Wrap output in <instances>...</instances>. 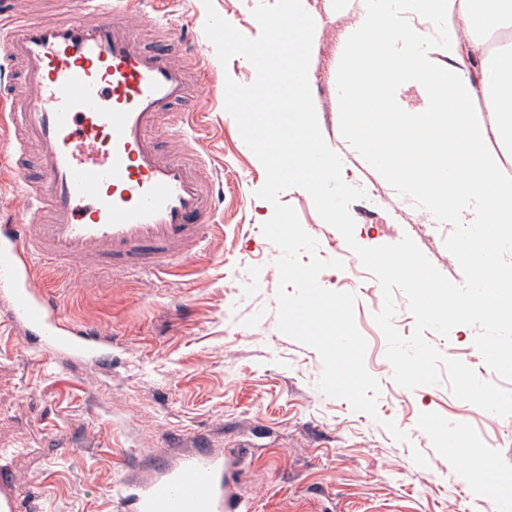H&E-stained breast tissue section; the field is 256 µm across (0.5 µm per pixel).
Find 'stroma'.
<instances>
[{
  "instance_id": "obj_1",
  "label": "stroma",
  "mask_w": 512,
  "mask_h": 512,
  "mask_svg": "<svg viewBox=\"0 0 512 512\" xmlns=\"http://www.w3.org/2000/svg\"><path fill=\"white\" fill-rule=\"evenodd\" d=\"M360 0L318 10L312 49L313 100L321 133L342 159V178L365 189L350 214L355 239L373 247L410 235L450 281L463 283L444 246L452 227L433 221L396 172L373 168L343 117L348 104L337 77L353 39ZM203 0H152L143 28L172 29L200 43L197 103L205 111L188 135L206 162L204 174L224 183L215 230L189 263L113 283L110 274L77 277L66 265H36L37 282L75 325L112 341L103 358L44 349L39 337L12 326L0 300V448L21 449L13 462L19 490L40 512H133L137 488L177 467L189 454L224 461L228 489L256 512H490L486 490L450 448L449 426L464 421L461 444L490 440L492 471L512 487V416L499 417L457 399L447 379L403 392L385 357L374 316L383 306L375 275L342 235L318 215L308 192L292 187L279 200L318 242V254L341 260L320 284L356 296L355 323L365 337L367 371L380 383L377 417L325 396L318 353L277 325L278 249L261 228L272 212L256 195L265 172L224 107L225 80L247 85L255 69L241 56L221 64L204 26ZM477 330L427 332L448 358L485 375Z\"/></svg>"
}]
</instances>
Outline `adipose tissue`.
<instances>
[{
	"label": "adipose tissue",
	"mask_w": 512,
	"mask_h": 512,
	"mask_svg": "<svg viewBox=\"0 0 512 512\" xmlns=\"http://www.w3.org/2000/svg\"><path fill=\"white\" fill-rule=\"evenodd\" d=\"M404 14L418 17V24L403 26ZM442 16L448 20V67L443 71L430 57L432 22ZM511 21L512 0H361L357 24L374 46L351 43L338 77L347 96L354 79L366 76L365 96L349 114L373 118L394 134L390 140L369 139L366 153L374 166L393 168L404 154L425 153L429 163L405 177L425 210L452 224L488 226L481 238H461L458 251L481 267H493L489 281L498 287L491 309L495 315L512 304V287L501 285L512 280V270L495 266L483 244H512V178L503 177L501 161L486 141L493 135L512 146V43L486 53L475 30ZM470 57L480 58L479 72L467 66ZM412 84L422 106H408L399 98L400 90ZM485 112L493 116V127L483 122Z\"/></svg>",
	"instance_id": "obj_1"
}]
</instances>
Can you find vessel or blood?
Returning a JSON list of instances; mask_svg holds the SVG:
<instances>
[{
    "instance_id": "vessel-or-blood-1",
    "label": "vessel or blood",
    "mask_w": 512,
    "mask_h": 512,
    "mask_svg": "<svg viewBox=\"0 0 512 512\" xmlns=\"http://www.w3.org/2000/svg\"><path fill=\"white\" fill-rule=\"evenodd\" d=\"M143 0H83L77 16L27 17L19 0H0V53L23 93L0 114L14 132L10 155L28 205L44 207L31 234L0 225V297L13 321L36 331L45 347L95 354L99 331L74 328L40 291L34 263L77 264L113 280L162 270L204 245L213 227L214 186L189 146L165 149L199 110L188 103L200 76L196 49L176 62L142 39ZM17 448H0V512H32L12 468ZM224 469L214 457L189 455L146 484L134 512H253L252 501L224 498Z\"/></svg>"
}]
</instances>
